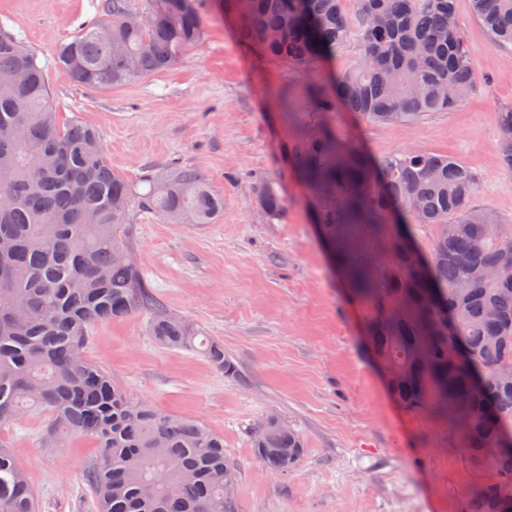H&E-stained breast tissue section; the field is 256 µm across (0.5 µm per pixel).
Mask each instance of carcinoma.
Masks as SVG:
<instances>
[{"instance_id":"1","label":"carcinoma","mask_w":512,"mask_h":512,"mask_svg":"<svg viewBox=\"0 0 512 512\" xmlns=\"http://www.w3.org/2000/svg\"><path fill=\"white\" fill-rule=\"evenodd\" d=\"M202 0H105L104 17L59 45L56 60L77 84L109 90L163 72L204 35ZM225 0L244 19L253 51L305 68L355 46L336 82L308 89L320 119L298 133L290 155L317 202L314 214L357 300L399 401L448 425L468 463L491 476L475 485L466 512H512V234L470 200L473 171L444 154L405 149L367 161L336 137L326 117L341 100L366 120L411 124L450 112L473 91L469 47L455 0ZM491 44L512 45V0H472ZM502 163L512 171V110L501 113ZM112 170L99 133L78 115L60 122L36 55L0 28V424L32 410L49 415L42 442L95 440L86 474L98 512H238L237 464L224 437L158 411L85 355L91 329L135 310L169 349L196 332L167 312L132 259L131 218L212 224L224 196L198 169L148 170L139 184ZM259 204L278 217L274 184ZM433 233L427 249L412 227ZM204 356L227 377L237 369L207 338ZM252 448L273 472L295 467L303 441L271 414ZM37 496L0 440V512H37Z\"/></svg>"}]
</instances>
